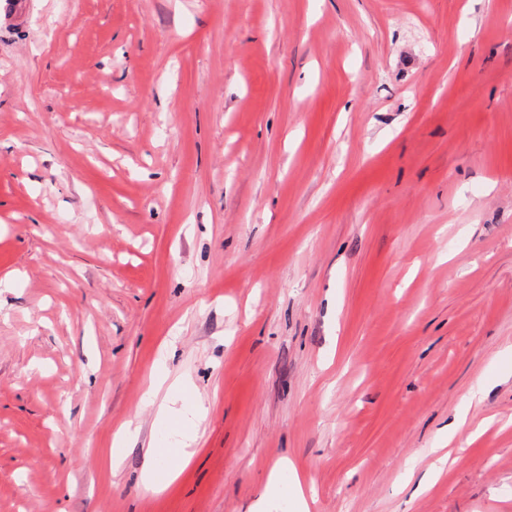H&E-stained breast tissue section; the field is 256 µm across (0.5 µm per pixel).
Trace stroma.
Returning a JSON list of instances; mask_svg holds the SVG:
<instances>
[{
    "label": "stroma",
    "instance_id": "stroma-1",
    "mask_svg": "<svg viewBox=\"0 0 512 512\" xmlns=\"http://www.w3.org/2000/svg\"><path fill=\"white\" fill-rule=\"evenodd\" d=\"M162 372L209 411L154 493ZM279 464L273 512H512V0H0V512Z\"/></svg>",
    "mask_w": 512,
    "mask_h": 512
}]
</instances>
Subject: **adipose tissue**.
Listing matches in <instances>:
<instances>
[{"label":"adipose tissue","mask_w":512,"mask_h":512,"mask_svg":"<svg viewBox=\"0 0 512 512\" xmlns=\"http://www.w3.org/2000/svg\"><path fill=\"white\" fill-rule=\"evenodd\" d=\"M154 385L164 392V398L156 410V420L181 435L180 442L172 447L159 448L150 444L143 452V479L148 487L159 491L177 479V464L191 462L197 435L194 426L188 424L185 417L190 412L201 415L202 410L198 407L187 408L186 396L190 390L187 383L169 380L167 375L161 374L155 378Z\"/></svg>","instance_id":"obj_1"}]
</instances>
